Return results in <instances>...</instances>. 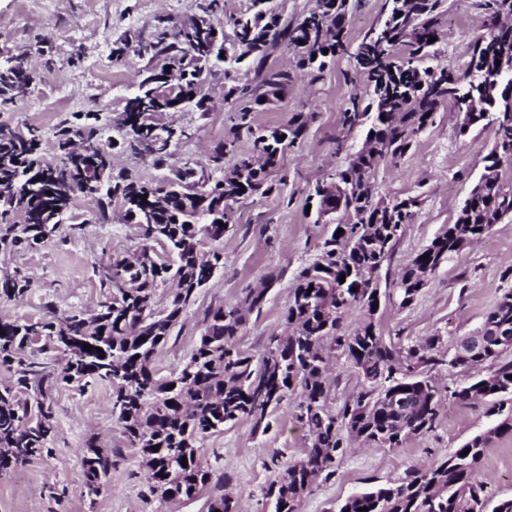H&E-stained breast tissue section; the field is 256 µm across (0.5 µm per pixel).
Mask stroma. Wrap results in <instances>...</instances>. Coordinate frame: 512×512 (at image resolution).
I'll use <instances>...</instances> for the list:
<instances>
[{
  "mask_svg": "<svg viewBox=\"0 0 512 512\" xmlns=\"http://www.w3.org/2000/svg\"><path fill=\"white\" fill-rule=\"evenodd\" d=\"M196 0H0V63L26 56L32 72L28 94L14 105L0 106V124L33 125L41 130L40 153L49 161L59 151L55 132L73 114H92L104 137L113 138L112 172L143 181L162 178L141 156L133 154L113 125L125 100L137 90V73L146 60L126 43L151 39L160 24L172 25L196 15ZM478 0H444L437 49L449 69L462 68L483 34ZM267 70L288 79L280 101L255 107L261 127L286 124L299 112L311 114L305 134L288 147L270 174L277 193L245 201L237 212L239 227L221 245L224 265L187 306L182 322L161 348L154 366L160 375L179 371L188 361L212 308L242 298L261 285L270 271L282 277L269 289L261 314L250 315L240 348L259 354L268 336L282 328L283 313L295 275L315 257L322 234L308 211V196L317 182L341 167L359 150L362 129L341 134L342 113L354 93V63L341 55L322 78L308 85L294 54L272 50ZM259 85L254 72L239 71L205 84L207 111L188 107L173 114L189 138L172 149V164L195 163L225 137L234 135L233 117L241 102L225 98V83ZM495 138L488 124L458 135L453 105L440 108L435 121L402 159L382 163L375 194L386 200L419 198L415 217L396 247L393 270H400L445 226L454 223L471 187L484 172L483 158ZM93 198L75 199L58 232L37 248L0 255V275L19 274L30 288L22 300L0 297V320L21 324L48 317L92 312L103 301L109 265L115 255L132 252L142 242L137 225L122 218L113 204L108 220L96 218ZM512 290V218L494 225L478 242L442 264L410 307L391 299L377 315L384 335L410 342L443 337L454 345L474 332L501 295ZM54 432L49 453L0 473V512H206L204 499L187 504L163 503L152 494L142 459L130 448L112 414V389L101 382L57 388L52 396ZM486 403L443 400L434 429L398 448L360 447L338 464L334 478L317 481L301 503V512H333L336 503L364 488L400 478L412 465L444 458L489 427ZM272 428L256 433L249 419L225 426L204 439L205 464L233 492L239 512H266L264 493L290 463L302 458L308 436L297 422L292 401L271 415ZM98 435L112 452V469L99 493H90L83 477L86 440ZM493 498L512 496V436L488 448L479 471Z\"/></svg>",
  "mask_w": 512,
  "mask_h": 512,
  "instance_id": "stroma-1",
  "label": "stroma"
}]
</instances>
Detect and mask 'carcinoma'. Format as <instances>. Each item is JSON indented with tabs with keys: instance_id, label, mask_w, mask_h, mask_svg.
<instances>
[{
	"instance_id": "cac0c4a2",
	"label": "carcinoma",
	"mask_w": 512,
	"mask_h": 512,
	"mask_svg": "<svg viewBox=\"0 0 512 512\" xmlns=\"http://www.w3.org/2000/svg\"><path fill=\"white\" fill-rule=\"evenodd\" d=\"M442 2L401 0L397 8L390 2L385 19L352 47L344 34L348 0H315L294 23L282 22L280 5L272 0H251L249 12L230 18L229 45L216 48L215 33L224 32L217 17L219 0H198L202 23L163 27L153 40L132 46L135 56H147L156 66L138 72V91L123 108V130L128 145L147 149L157 168L171 157L164 148L149 146L151 134L160 133L159 114L187 101L206 111L203 87L207 76L214 75L213 62L224 63L226 76L248 58L260 70L270 49L283 43L295 51L297 67L313 83L328 57L346 54L364 61L357 73L365 74L373 89L365 99L352 96L342 128L370 121L365 144L330 180L315 186L318 218L337 212L346 222L334 225L316 258L299 272L281 331L268 337L256 357L240 349L238 338L249 315L261 311L268 286L281 279V271L268 275L267 287L250 289L237 302L211 310L195 350L178 373L164 377L154 367L158 349L194 296L192 285L209 281L212 268L224 260L218 250L205 253L203 241H219L235 229L242 200L273 192L269 171L304 133L307 117L297 114L278 130L255 128L250 110L237 112V127L252 138V151L241 153L236 141L225 140L195 167H169L165 180L170 191L161 198L152 183H112L111 140L98 138L93 127L62 125L57 133L60 160L50 164L38 152L39 128L0 125V253L40 245L64 222L76 197L90 194L97 198L98 218L107 219L112 201L119 199L132 223L144 220L154 226V235L145 240L166 244L171 254L156 258L144 245L113 257L107 283L112 296L87 317L73 314L58 322L50 317L28 324L0 320V365L12 371V380L0 382V472L49 452L46 444L54 431L49 394L57 385L100 381L112 387V412L129 445L139 450L153 495L174 503L194 500L208 489L207 512H238L237 501L202 462L200 444L243 418L265 433L270 411L292 399L309 445L302 459L270 482L265 497L271 512H299L313 484L333 477L337 461L354 445L398 448L433 430L443 397L467 403L491 398L489 410L497 416L493 426L442 459L408 467L389 485L351 494L336 512L364 507L368 512H512V497L493 500L477 479L489 445L512 435V412L502 414L499 401L512 395V360L502 359L507 350L489 339L481 352L461 358L444 349L441 336L407 344L388 339L376 318L383 293L372 281L384 278L385 286L399 292L400 306L407 307L422 290L423 273H434L464 249L453 230L473 241L512 215V169L491 172L496 152L512 154V88L491 81L497 54L474 52L465 68L454 73L441 64H413L414 55L431 46L429 38L438 36ZM486 2L487 31L511 54L512 27H500L496 20L506 0ZM171 63L174 74L167 77L164 68ZM473 70L478 80L470 85L471 93L484 103L475 124L486 120L495 125L494 145L484 157L490 173L473 186L455 222L391 281L385 265L418 201L378 199L373 181L381 163L409 153L440 107L461 106L460 89ZM28 86L21 65L0 66L1 99L22 98ZM259 88L263 92L254 98L258 106L286 92L282 75L271 71ZM227 156L234 158L228 167ZM168 282L175 289L159 309L156 292ZM28 288L23 278L0 276V296L19 300ZM353 309L362 319L349 329L344 321ZM496 332L512 335V290L487 311L476 330L487 337ZM39 342L43 350L63 354L60 369L51 372L25 355ZM85 344L92 351L83 349ZM341 358L362 378V387L332 410L329 402L339 376L330 372V365ZM443 366L468 373L469 383L440 391L431 373ZM388 388L419 390L426 397L394 409L382 400ZM82 468L89 490L98 493L112 469V452L89 440Z\"/></svg>"
}]
</instances>
